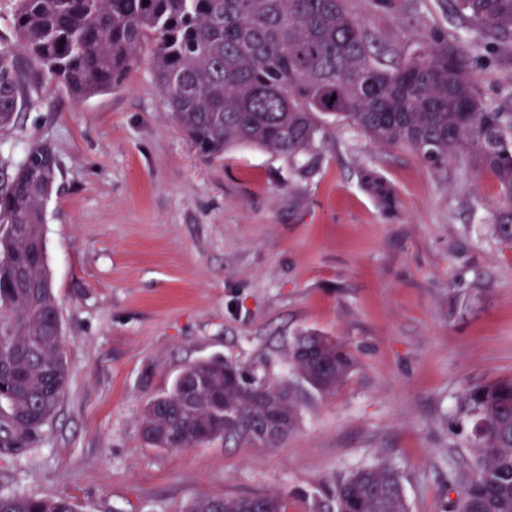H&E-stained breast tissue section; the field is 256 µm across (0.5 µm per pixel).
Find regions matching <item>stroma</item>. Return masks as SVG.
<instances>
[{"mask_svg": "<svg viewBox=\"0 0 512 512\" xmlns=\"http://www.w3.org/2000/svg\"><path fill=\"white\" fill-rule=\"evenodd\" d=\"M348 9L387 65L433 35H475L448 0ZM469 66L489 102L512 100V42ZM38 142L58 159L43 235L70 383L42 441L0 452V493L184 512L278 492L306 512L308 497L386 464L410 512H450L471 467L460 398L512 378V245L494 231L493 178L455 159L434 170L333 120L297 157L238 145L208 161L170 119L147 50L114 90H44L0 132V161ZM366 169L392 187L393 214L362 186ZM303 332L356 356L334 394L291 370ZM213 357L288 389L298 423L284 445L145 443L146 405Z\"/></svg>", "mask_w": 512, "mask_h": 512, "instance_id": "1", "label": "stroma"}]
</instances>
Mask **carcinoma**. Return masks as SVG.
I'll use <instances>...</instances> for the list:
<instances>
[{
  "label": "carcinoma",
  "instance_id": "cac0c4a2",
  "mask_svg": "<svg viewBox=\"0 0 512 512\" xmlns=\"http://www.w3.org/2000/svg\"><path fill=\"white\" fill-rule=\"evenodd\" d=\"M479 32L467 43L434 35L392 67L349 13L346 0H18L17 48H0V131L34 105L18 53L47 85L77 100L119 87L150 42L152 68L172 121L210 160L236 145L288 156L311 150L323 121L356 127L382 147L413 151L439 170L462 158L500 186L495 233L512 244V112L489 104L470 54L512 40V0H450ZM58 162L46 144L0 172V447L18 453L41 439L69 384L59 309L46 265L45 206ZM361 181L385 210L390 184L366 169ZM312 388L333 394L357 361L343 342L305 332L290 356ZM472 475L455 512H512V380L464 391ZM267 424L261 435L254 430ZM297 423L285 390L211 358L187 366L144 412L143 436L180 450L224 438L273 448ZM281 493L204 498L187 512H289ZM0 512H74L70 497L1 495ZM308 512H410L391 466L351 473Z\"/></svg>",
  "mask_w": 512,
  "mask_h": 512
}]
</instances>
